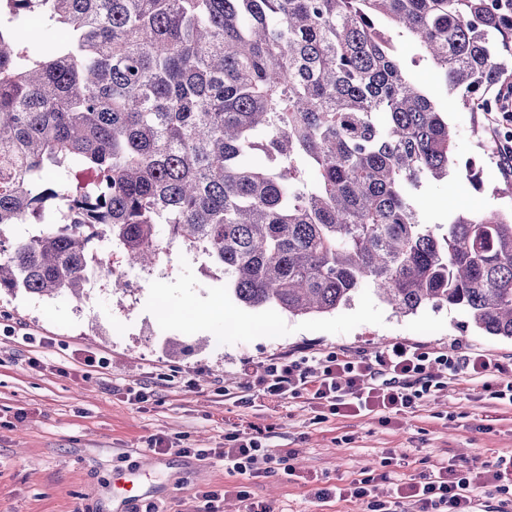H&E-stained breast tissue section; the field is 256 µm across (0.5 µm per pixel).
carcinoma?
Returning <instances> with one entry per match:
<instances>
[{"label":"carcinoma","instance_id":"obj_1","mask_svg":"<svg viewBox=\"0 0 512 512\" xmlns=\"http://www.w3.org/2000/svg\"><path fill=\"white\" fill-rule=\"evenodd\" d=\"M31 14L62 37L31 46ZM396 35L470 112L512 78V0H0V229L41 225L0 291L78 299L98 243L140 268L179 245L249 307L368 287L512 339V211L423 222L455 134Z\"/></svg>","mask_w":512,"mask_h":512}]
</instances>
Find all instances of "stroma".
<instances>
[{
  "label": "stroma",
  "mask_w": 512,
  "mask_h": 512,
  "mask_svg": "<svg viewBox=\"0 0 512 512\" xmlns=\"http://www.w3.org/2000/svg\"><path fill=\"white\" fill-rule=\"evenodd\" d=\"M413 76L446 112L456 143L447 178L419 193L424 222L512 208V199L494 193L505 177L483 113L456 107L429 64L414 67ZM471 161L481 170L479 191L466 178ZM126 280L127 290L116 292L99 275L78 300L0 294V321L16 328L0 331V512H131L149 504L156 512H241L231 492L240 484L276 512H367L358 502L320 505L311 480L363 477L389 450L404 478L441 463L471 466L512 455V409L494 410L481 384L465 378L450 380L447 391L388 427L367 416L314 423L303 398L256 410L224 398L225 390L247 385L245 363L296 349L372 352L407 341L512 356L511 339L467 326L460 310L399 316L368 289L319 316L252 308L225 295L222 270L179 246L152 274L131 269ZM213 302L220 314L198 324V309ZM85 350L105 357L106 367L80 364ZM140 386L152 398L131 403L129 388ZM251 422L269 426V447L297 450L302 481L274 475L244 482L198 456V449L223 447L226 425ZM154 435L171 452L147 453ZM120 471L142 473L137 498H125L115 484ZM208 491L217 499L206 500Z\"/></svg>",
  "instance_id": "stroma-1"
}]
</instances>
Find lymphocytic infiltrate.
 <instances>
[{"label": "lymphocytic infiltrate", "mask_w": 512, "mask_h": 512, "mask_svg": "<svg viewBox=\"0 0 512 512\" xmlns=\"http://www.w3.org/2000/svg\"><path fill=\"white\" fill-rule=\"evenodd\" d=\"M499 109L488 113V128L497 137L499 163L512 175V84L498 92ZM252 385L237 396L241 405L275 403L310 396L315 408L351 418L375 416L380 425L415 413L426 399L460 375L481 381L496 405L512 408V357H497L474 348L424 349L394 342L373 352L326 354L294 350L250 366ZM265 426L251 424L249 432L225 433L224 447L213 449L224 471L247 479L278 474L295 480L294 452L265 446ZM391 457L382 458L381 472L342 484L317 488L316 502L362 501L370 512H482L483 496L505 491L512 484V456H499L476 466H437L403 481L392 476Z\"/></svg>", "instance_id": "1"}]
</instances>
